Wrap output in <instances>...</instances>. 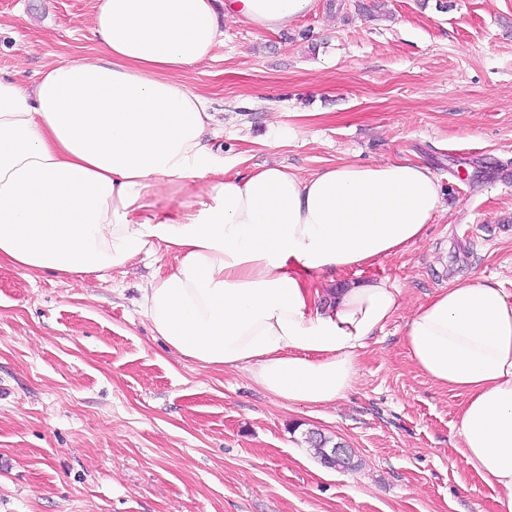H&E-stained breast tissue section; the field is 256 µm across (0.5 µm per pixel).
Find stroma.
I'll list each match as a JSON object with an SVG mask.
<instances>
[{
    "label": "stroma",
    "mask_w": 512,
    "mask_h": 512,
    "mask_svg": "<svg viewBox=\"0 0 512 512\" xmlns=\"http://www.w3.org/2000/svg\"><path fill=\"white\" fill-rule=\"evenodd\" d=\"M94 7L0 0V71L29 86L94 52ZM180 78L207 97L229 172L427 165L444 197L422 241L336 275L391 279L406 303L344 398L306 407L156 336L139 299L169 254L77 279L1 260L0 512H494V489L460 461L463 396L404 340L452 278L512 293V0H314L279 32L225 22ZM310 431L354 468L321 464Z\"/></svg>",
    "instance_id": "35a3bbf8"
}]
</instances>
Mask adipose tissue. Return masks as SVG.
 <instances>
[{"instance_id":"obj_1","label":"adipose tissue","mask_w":512,"mask_h":512,"mask_svg":"<svg viewBox=\"0 0 512 512\" xmlns=\"http://www.w3.org/2000/svg\"><path fill=\"white\" fill-rule=\"evenodd\" d=\"M313 0H98L94 53L48 67L34 89L0 72V257L77 277L158 251L175 263L142 290L141 313L175 352L248 370L288 403L325 406L403 305L387 278L333 291L316 275L372 265L418 243L443 193L409 161L339 163L304 177L282 164L208 181L213 115L180 72L205 61L222 19L288 27ZM204 184L214 203L162 213L159 185ZM405 344L458 392L464 467L512 512V294L449 281L412 313Z\"/></svg>"}]
</instances>
